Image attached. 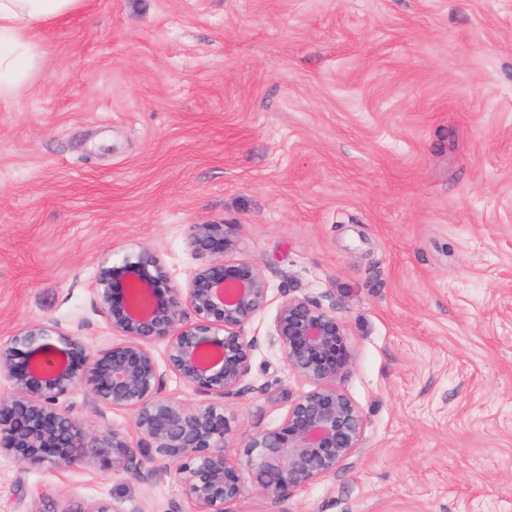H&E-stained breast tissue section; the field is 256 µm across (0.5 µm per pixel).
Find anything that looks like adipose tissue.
I'll return each mask as SVG.
<instances>
[{
    "instance_id": "1",
    "label": "adipose tissue",
    "mask_w": 512,
    "mask_h": 512,
    "mask_svg": "<svg viewBox=\"0 0 512 512\" xmlns=\"http://www.w3.org/2000/svg\"><path fill=\"white\" fill-rule=\"evenodd\" d=\"M82 0H0V96L34 69L42 28L80 6Z\"/></svg>"
}]
</instances>
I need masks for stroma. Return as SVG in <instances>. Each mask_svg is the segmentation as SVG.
<instances>
[{
    "label": "stroma",
    "instance_id": "obj_1",
    "mask_svg": "<svg viewBox=\"0 0 512 512\" xmlns=\"http://www.w3.org/2000/svg\"><path fill=\"white\" fill-rule=\"evenodd\" d=\"M39 38L0 98V342L53 320L105 348L104 261L149 246L183 285L190 225L236 224L270 303L234 438L305 389L267 339L288 294L335 307L364 418L335 475L237 512H512V0H83ZM93 499L193 509L166 471L0 457V512Z\"/></svg>",
    "mask_w": 512,
    "mask_h": 512
}]
</instances>
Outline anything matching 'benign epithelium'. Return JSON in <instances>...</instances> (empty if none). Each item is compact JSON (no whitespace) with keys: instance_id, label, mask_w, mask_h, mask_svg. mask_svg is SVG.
<instances>
[{"instance_id":"benign-epithelium-1","label":"benign epithelium","mask_w":512,"mask_h":512,"mask_svg":"<svg viewBox=\"0 0 512 512\" xmlns=\"http://www.w3.org/2000/svg\"><path fill=\"white\" fill-rule=\"evenodd\" d=\"M238 232L237 224L190 225L189 248L210 261L184 289L152 247L102 264L95 292L116 341L95 354L53 320L26 325L0 343V380L10 387L0 397V456L57 469L94 464L144 483L168 470L194 512H229L243 494L245 472L275 499L336 474L362 444L363 415L340 385L352 353L335 308L304 297L280 301L268 339L309 389L277 425L242 438L245 469L226 456L224 403L249 378L257 338L246 328L269 303L261 267L226 258ZM157 341L165 343L169 368L185 387L209 396L207 404L162 392L151 349ZM78 389L99 405L132 411L137 442L118 430L87 431L64 406Z\"/></svg>"}]
</instances>
